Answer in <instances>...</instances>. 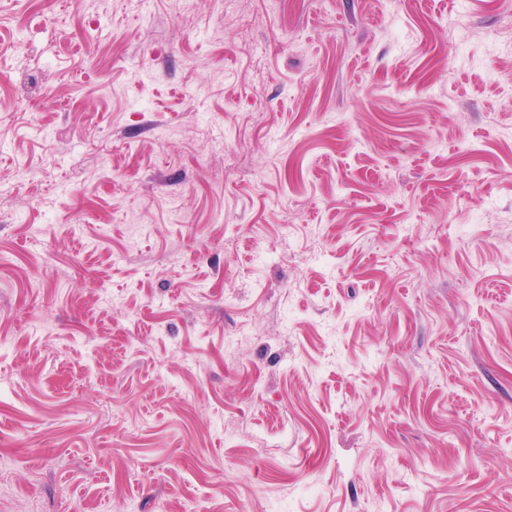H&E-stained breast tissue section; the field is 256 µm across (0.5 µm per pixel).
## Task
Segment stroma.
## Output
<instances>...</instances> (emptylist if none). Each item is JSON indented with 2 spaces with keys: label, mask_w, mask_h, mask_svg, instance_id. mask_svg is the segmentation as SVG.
<instances>
[{
  "label": "stroma",
  "mask_w": 512,
  "mask_h": 512,
  "mask_svg": "<svg viewBox=\"0 0 512 512\" xmlns=\"http://www.w3.org/2000/svg\"><path fill=\"white\" fill-rule=\"evenodd\" d=\"M510 19L0 0V512H512Z\"/></svg>",
  "instance_id": "35a3bbf8"
}]
</instances>
